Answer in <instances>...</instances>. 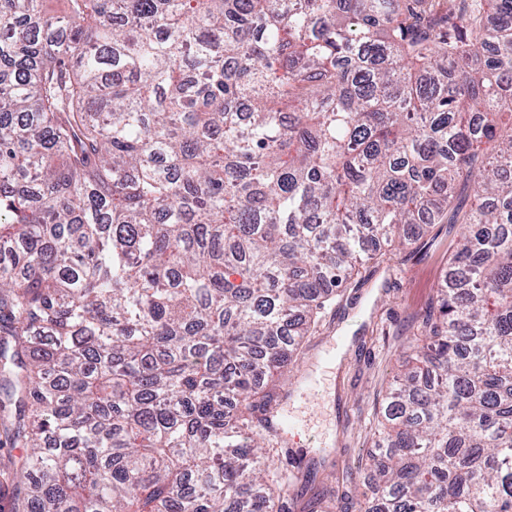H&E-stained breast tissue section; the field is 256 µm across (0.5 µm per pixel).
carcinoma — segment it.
Instances as JSON below:
<instances>
[{
	"label": "carcinoma",
	"instance_id": "obj_1",
	"mask_svg": "<svg viewBox=\"0 0 512 512\" xmlns=\"http://www.w3.org/2000/svg\"><path fill=\"white\" fill-rule=\"evenodd\" d=\"M46 2L0 0L12 512H286L303 338L447 223L358 509L512 512V0Z\"/></svg>",
	"mask_w": 512,
	"mask_h": 512
}]
</instances>
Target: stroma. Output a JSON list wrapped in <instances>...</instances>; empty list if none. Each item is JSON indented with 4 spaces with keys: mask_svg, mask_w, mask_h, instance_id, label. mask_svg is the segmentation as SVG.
<instances>
[{
    "mask_svg": "<svg viewBox=\"0 0 512 512\" xmlns=\"http://www.w3.org/2000/svg\"><path fill=\"white\" fill-rule=\"evenodd\" d=\"M459 233L456 224L430 225L391 259L361 268L339 289L293 367L279 412L292 414L301 426L278 464L289 467L299 456L311 465L308 496L328 486L341 491L328 512H353L369 492L364 467L376 453L375 412L436 301L448 249ZM308 380L318 386V402L301 396Z\"/></svg>",
    "mask_w": 512,
    "mask_h": 512,
    "instance_id": "1",
    "label": "stroma"
}]
</instances>
